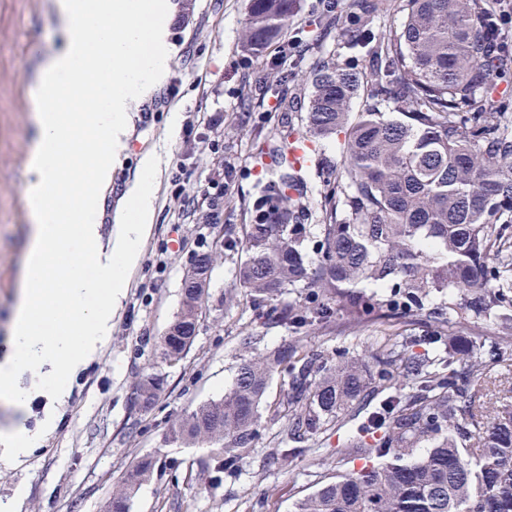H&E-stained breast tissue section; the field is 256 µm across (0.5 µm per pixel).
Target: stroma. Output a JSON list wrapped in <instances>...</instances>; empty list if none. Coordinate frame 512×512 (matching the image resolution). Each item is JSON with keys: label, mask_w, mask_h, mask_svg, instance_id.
<instances>
[{"label": "stroma", "mask_w": 512, "mask_h": 512, "mask_svg": "<svg viewBox=\"0 0 512 512\" xmlns=\"http://www.w3.org/2000/svg\"><path fill=\"white\" fill-rule=\"evenodd\" d=\"M324 12L319 0H299L285 37L299 36L300 51L287 72L272 66L269 54L254 57L243 45L249 0H171L168 41L172 47L173 94L153 111L151 99L130 106L128 148L112 167V189L104 204V227L115 214L129 183L139 175V159L152 151L161 158L154 183L156 218L143 243L141 261L112 319V336L101 354L70 384L56 429L23 464L0 467V500L23 490L17 512H104L123 477L141 459L156 460L151 476L129 502V512H294L297 501L328 477L352 468L341 454L349 427L283 441L288 425L292 375L282 364L263 401L255 447L238 453L233 473L217 472L209 448L170 441L172 428L196 406L220 399L242 360L296 346L300 354L322 352L334 360L365 357L375 335L349 334L336 323L326 334L312 327L293 329L254 319L236 281L244 258V226L260 186L258 153L279 128L305 133L314 69L323 62H355L363 74L351 112L380 106L370 74V49L350 47L341 37L344 8L339 0ZM58 40L54 0H0V355L9 349L16 283L28 233L23 197L28 156L27 90L47 49ZM265 82L266 96L254 86ZM180 112L183 125L204 131V117L221 115L220 149L168 140L167 117ZM190 173L189 192L208 187L232 167L224 215L217 224L201 217L181 219L182 200L174 193L178 167ZM213 256L195 340L178 362L168 363L159 342L181 309L182 283L194 257ZM391 334L401 348L421 359L444 358L447 342L429 343L435 324L422 317L396 318ZM148 373L162 388L146 410L132 395Z\"/></svg>", "instance_id": "stroma-1"}]
</instances>
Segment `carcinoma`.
Wrapping results in <instances>:
<instances>
[{
	"label": "carcinoma",
	"instance_id": "1",
	"mask_svg": "<svg viewBox=\"0 0 512 512\" xmlns=\"http://www.w3.org/2000/svg\"><path fill=\"white\" fill-rule=\"evenodd\" d=\"M407 2L377 47L373 77L389 111L350 118L361 74L333 62L314 71L309 132L320 139L346 130L336 178L317 201L324 224L315 258H307V225L297 223L307 191L282 153L284 131L264 152L272 178L245 225L237 279L263 322L326 330L338 311L354 326L423 316L452 349L442 368L406 355L390 336L374 337L368 358L342 357L316 374L309 357L288 397L291 438L343 425L377 391L386 397L344 444V455L364 465L329 478L296 512H512V403L472 394L485 363L512 360V96L492 99L494 78L512 77V55L488 0ZM296 4L250 0L245 46L258 52L277 40ZM210 261L198 255L187 272L181 310L160 340L169 362L196 336ZM296 288L313 289L315 304H278ZM434 293L448 304L428 307ZM488 320L498 322V336L467 340ZM296 352L244 360L224 396L191 410L170 439L215 448L216 468L232 467L258 439L271 377ZM396 374L410 392L385 385ZM159 390L147 374L134 396L150 405ZM153 469L144 459L129 471L112 512H128Z\"/></svg>",
	"mask_w": 512,
	"mask_h": 512
}]
</instances>
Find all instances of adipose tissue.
Instances as JSON below:
<instances>
[{
	"instance_id": "ef3b65f1",
	"label": "adipose tissue",
	"mask_w": 512,
	"mask_h": 512,
	"mask_svg": "<svg viewBox=\"0 0 512 512\" xmlns=\"http://www.w3.org/2000/svg\"><path fill=\"white\" fill-rule=\"evenodd\" d=\"M59 43L30 89V151L23 196L29 234L0 360V401L25 413L47 391L55 405L69 381L112 336V318L141 260L155 218L161 159L147 153L111 230L101 223L112 161L127 148L130 104L162 85L171 58L169 0H55ZM0 428V467L42 447L56 427Z\"/></svg>"
}]
</instances>
